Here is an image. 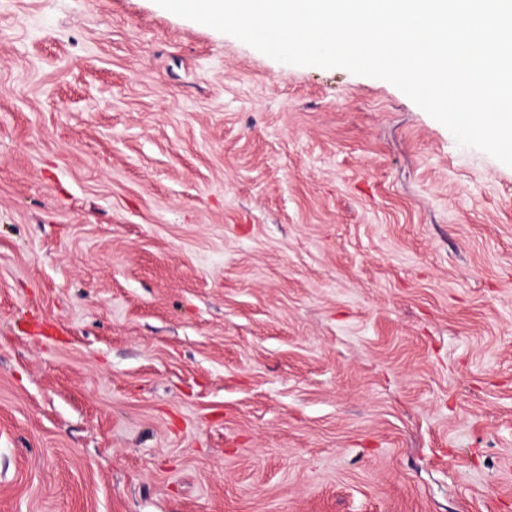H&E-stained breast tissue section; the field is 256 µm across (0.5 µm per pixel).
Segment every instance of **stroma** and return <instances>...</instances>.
<instances>
[{"instance_id": "obj_1", "label": "stroma", "mask_w": 512, "mask_h": 512, "mask_svg": "<svg viewBox=\"0 0 512 512\" xmlns=\"http://www.w3.org/2000/svg\"><path fill=\"white\" fill-rule=\"evenodd\" d=\"M0 512H512V167L155 0H0Z\"/></svg>"}]
</instances>
